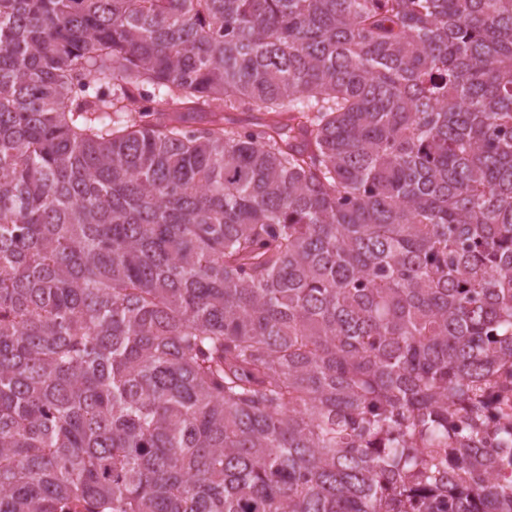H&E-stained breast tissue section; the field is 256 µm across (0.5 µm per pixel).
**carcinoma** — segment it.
<instances>
[{
    "label": "carcinoma",
    "mask_w": 512,
    "mask_h": 512,
    "mask_svg": "<svg viewBox=\"0 0 512 512\" xmlns=\"http://www.w3.org/2000/svg\"><path fill=\"white\" fill-rule=\"evenodd\" d=\"M0 512H512V0H0Z\"/></svg>",
    "instance_id": "carcinoma-1"
}]
</instances>
